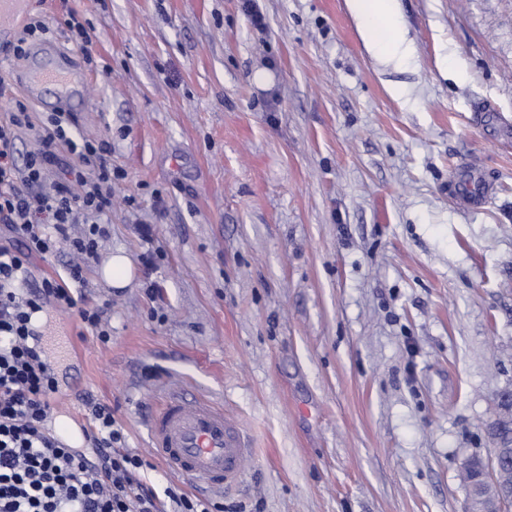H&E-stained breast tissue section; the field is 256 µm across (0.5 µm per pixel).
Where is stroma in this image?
Wrapping results in <instances>:
<instances>
[{
  "label": "stroma",
  "instance_id": "obj_1",
  "mask_svg": "<svg viewBox=\"0 0 512 512\" xmlns=\"http://www.w3.org/2000/svg\"><path fill=\"white\" fill-rule=\"evenodd\" d=\"M401 4L399 62L345 0H255L261 30L245 0H70L92 68L59 0L0 19V78L34 124L73 113L121 173L73 288L106 306L111 342L77 310L44 317L74 347L55 419L94 398L145 456L155 394L182 384L250 443L228 510L465 512L462 464L512 389V0ZM33 17L82 97L25 90L5 51ZM466 163L495 181L473 212L448 196ZM119 250L122 289L100 274ZM64 25L68 31V41L73 42L81 50L85 63H92V53L89 50V46L92 44L90 28L80 21L72 10L66 12Z\"/></svg>",
  "mask_w": 512,
  "mask_h": 512
}]
</instances>
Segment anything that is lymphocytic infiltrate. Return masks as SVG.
<instances>
[{
    "label": "lymphocytic infiltrate",
    "instance_id": "obj_1",
    "mask_svg": "<svg viewBox=\"0 0 512 512\" xmlns=\"http://www.w3.org/2000/svg\"><path fill=\"white\" fill-rule=\"evenodd\" d=\"M70 113L34 125L23 102L0 121V512H222L220 503L169 486L156 493L144 480L145 460L122 446L111 406L86 400L89 447L96 460L56 442L49 427L59 391L42 331L46 306L77 309L81 323L109 342L112 327L99 306H78L69 284L108 238L112 214L111 146L78 139ZM38 146L16 164L20 133ZM71 162H64L63 154ZM68 247L76 263L68 280L30 283L32 257Z\"/></svg>",
    "mask_w": 512,
    "mask_h": 512
}]
</instances>
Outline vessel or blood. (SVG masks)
Instances as JSON below:
<instances>
[{"label": "vessel or blood", "mask_w": 512, "mask_h": 512, "mask_svg": "<svg viewBox=\"0 0 512 512\" xmlns=\"http://www.w3.org/2000/svg\"><path fill=\"white\" fill-rule=\"evenodd\" d=\"M448 191L461 208L478 210L490 200L494 187L483 170L470 166L451 180ZM148 428L152 453L198 487L221 491L242 480L250 448L223 407L172 388L152 410ZM53 433L64 446L80 448L86 441L87 425L74 417L56 424Z\"/></svg>", "instance_id": "1"}]
</instances>
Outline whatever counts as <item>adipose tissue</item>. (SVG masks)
<instances>
[{"label":"adipose tissue","mask_w":512,"mask_h":512,"mask_svg":"<svg viewBox=\"0 0 512 512\" xmlns=\"http://www.w3.org/2000/svg\"><path fill=\"white\" fill-rule=\"evenodd\" d=\"M367 48L382 57L409 53L402 37L400 0H346Z\"/></svg>","instance_id":"adipose-tissue-1"}]
</instances>
